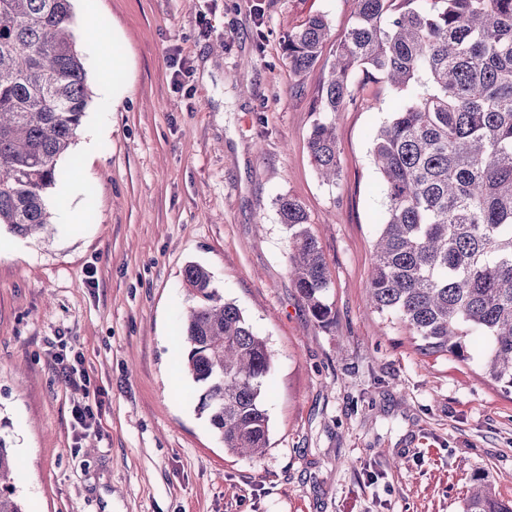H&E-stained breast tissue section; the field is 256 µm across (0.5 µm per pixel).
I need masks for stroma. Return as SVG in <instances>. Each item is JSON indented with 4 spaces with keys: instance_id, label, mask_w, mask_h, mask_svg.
<instances>
[{
    "instance_id": "obj_1",
    "label": "stroma",
    "mask_w": 512,
    "mask_h": 512,
    "mask_svg": "<svg viewBox=\"0 0 512 512\" xmlns=\"http://www.w3.org/2000/svg\"><path fill=\"white\" fill-rule=\"evenodd\" d=\"M353 0H73L92 102L59 166L72 224L0 229V435L28 512H461L473 479L512 500V391L470 360L429 355L366 309L385 213L371 160L397 101L355 72L336 119L341 177L323 183L307 143L313 105ZM324 14L319 62L295 74L289 31ZM105 40L125 66L101 90ZM185 67L174 79L171 59ZM299 200L331 273L335 322L288 275L278 196ZM204 266L273 358L258 460L227 452L181 360L183 274ZM77 352L86 382L68 383ZM97 429L77 437L75 404Z\"/></svg>"
}]
</instances>
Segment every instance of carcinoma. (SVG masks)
<instances>
[{
    "label": "carcinoma",
    "mask_w": 512,
    "mask_h": 512,
    "mask_svg": "<svg viewBox=\"0 0 512 512\" xmlns=\"http://www.w3.org/2000/svg\"><path fill=\"white\" fill-rule=\"evenodd\" d=\"M355 21L336 49L308 142L320 178L340 180L336 117L357 98L359 69L401 103L371 150L386 217L368 280L371 309L399 319L431 353L469 359L512 388V0H354ZM71 0H0V225L18 236L52 224L47 195L88 112L85 58L71 30ZM313 14L288 33L296 73L313 67L328 36ZM290 232L288 273L315 320L328 327L331 274L308 215L276 199ZM196 304L182 317L183 362L197 407L224 449L253 459L267 448L266 342L223 300L203 267L186 266ZM16 460L0 436V512H25ZM463 512H512L482 478Z\"/></svg>",
    "instance_id": "carcinoma-1"
}]
</instances>
